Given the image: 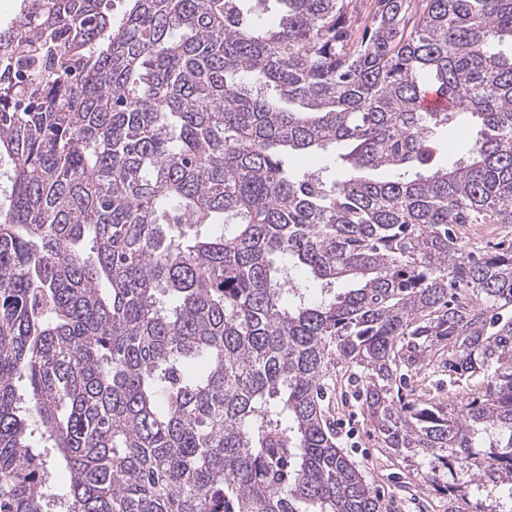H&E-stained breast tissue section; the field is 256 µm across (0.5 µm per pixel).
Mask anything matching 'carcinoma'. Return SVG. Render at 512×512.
<instances>
[{"label":"carcinoma","instance_id":"obj_1","mask_svg":"<svg viewBox=\"0 0 512 512\" xmlns=\"http://www.w3.org/2000/svg\"><path fill=\"white\" fill-rule=\"evenodd\" d=\"M124 2L0 30V512H42L33 423L63 512H391L325 419L338 366L448 512H512V0ZM330 145L344 178L289 168ZM439 136L443 144L441 163L451 164L466 153L472 130L467 123L462 122L457 126H449L448 130H441Z\"/></svg>","mask_w":512,"mask_h":512}]
</instances>
